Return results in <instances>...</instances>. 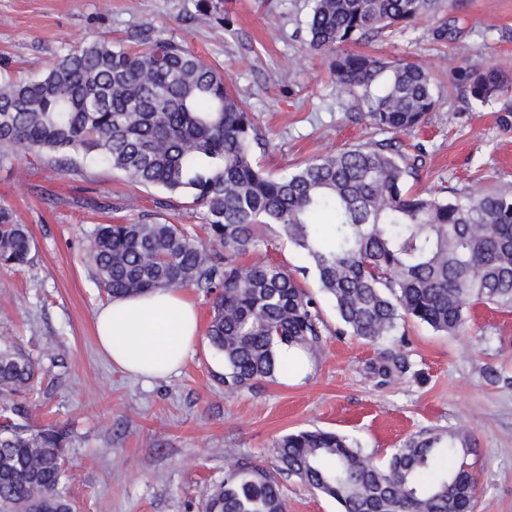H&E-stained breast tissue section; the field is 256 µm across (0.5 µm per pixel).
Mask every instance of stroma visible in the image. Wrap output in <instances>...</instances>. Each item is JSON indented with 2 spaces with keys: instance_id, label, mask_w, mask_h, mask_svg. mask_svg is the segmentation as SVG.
<instances>
[{
  "instance_id": "35a3bbf8",
  "label": "stroma",
  "mask_w": 512,
  "mask_h": 512,
  "mask_svg": "<svg viewBox=\"0 0 512 512\" xmlns=\"http://www.w3.org/2000/svg\"><path fill=\"white\" fill-rule=\"evenodd\" d=\"M310 0H0V68L40 75L57 53L99 36L133 45L163 31L233 79L265 145L263 170L281 175L331 150L386 135L356 119L329 70L306 44ZM430 20L383 31L359 50L430 68L438 104L407 144H422L413 185L443 199L475 190H512V126L499 103L467 106L452 88L458 68L512 63V0H446ZM0 204L28 224L29 264L0 267V336L38 362L31 423L64 431L66 495L73 512H201L206 490L223 481L228 456L275 464L284 434L321 428L356 440L376 462L425 428L467 431L477 490L473 512H512V309L476 305L457 336L412 323L399 351L410 362L381 384L368 368L379 347L337 335L338 318L304 259L278 226L255 258L290 271L316 299L322 343L298 380L277 377L234 394L224 358L199 336L179 371L132 378L99 348L96 310L107 303L87 251L96 225L157 217L205 236L203 209L188 196L126 183L107 167L60 168L46 154L0 158ZM288 512H339L331 498L286 478Z\"/></svg>"
}]
</instances>
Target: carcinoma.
<instances>
[{"label":"carcinoma","mask_w":512,"mask_h":512,"mask_svg":"<svg viewBox=\"0 0 512 512\" xmlns=\"http://www.w3.org/2000/svg\"><path fill=\"white\" fill-rule=\"evenodd\" d=\"M309 47L330 57L336 84L360 118L393 134L385 143L329 151L272 176L254 156L252 113L214 66L158 35L140 50L93 39L59 54L35 78L0 73V152L80 155L129 183L189 195L205 209L209 242L181 224H98L89 255L111 298L187 286L214 295L206 336L224 357L234 393L281 373L283 346L315 350V299L277 263L241 258L265 226L281 227L334 302L343 331L380 344L425 324L445 335L469 309H512V193L445 200L407 186L418 158L396 135L420 125L438 98L419 62L386 60L345 46L436 13L440 0H312ZM455 90L470 105L502 102L512 124V66L463 68ZM29 226L0 205V265L29 262ZM409 368L381 352L369 374L387 382ZM39 369L20 345L0 339V512H72L62 479L66 433L30 424ZM465 432L426 428L374 463L353 440L301 430L283 436L269 469L250 458L225 466L203 512H286L282 477L334 499L340 512H472L476 483ZM451 459L445 470L436 460Z\"/></svg>","instance_id":"1"}]
</instances>
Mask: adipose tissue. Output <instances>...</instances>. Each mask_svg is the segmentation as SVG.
Segmentation results:
<instances>
[{
    "label": "adipose tissue",
    "instance_id": "adipose-tissue-1",
    "mask_svg": "<svg viewBox=\"0 0 512 512\" xmlns=\"http://www.w3.org/2000/svg\"><path fill=\"white\" fill-rule=\"evenodd\" d=\"M95 333L101 349L130 375L163 378L195 346L198 314L179 290L116 298L98 310Z\"/></svg>",
    "mask_w": 512,
    "mask_h": 512
}]
</instances>
